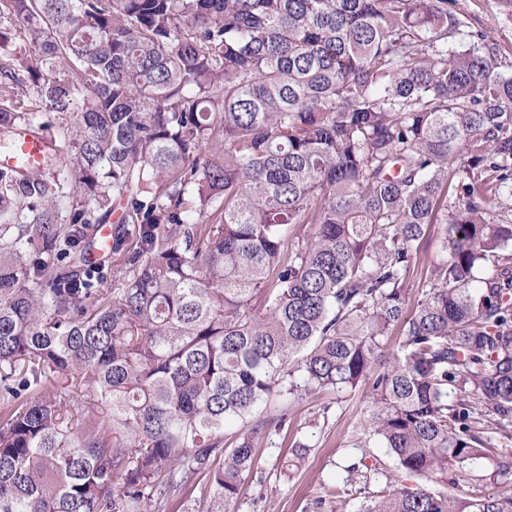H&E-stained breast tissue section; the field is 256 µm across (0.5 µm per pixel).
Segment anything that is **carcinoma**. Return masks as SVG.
<instances>
[{"mask_svg": "<svg viewBox=\"0 0 512 512\" xmlns=\"http://www.w3.org/2000/svg\"><path fill=\"white\" fill-rule=\"evenodd\" d=\"M44 112L75 119L41 172L0 168V512H168L201 476L230 512L255 436L320 392L367 400L346 482L374 444L426 482L359 512H512L468 474L512 443L485 31L448 0H0V149ZM117 211L116 294L86 255Z\"/></svg>", "mask_w": 512, "mask_h": 512, "instance_id": "carcinoma-1", "label": "carcinoma"}]
</instances>
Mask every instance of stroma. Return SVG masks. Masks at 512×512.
<instances>
[{
	"instance_id": "35a3bbf8",
	"label": "stroma",
	"mask_w": 512,
	"mask_h": 512,
	"mask_svg": "<svg viewBox=\"0 0 512 512\" xmlns=\"http://www.w3.org/2000/svg\"><path fill=\"white\" fill-rule=\"evenodd\" d=\"M472 29L487 31L500 51V71L512 74V0H451ZM367 411L360 395L336 398L317 394L292 408L285 430L261 435L255 466L242 479L231 512H358L365 500L352 490L342 501L329 499L327 487L342 482L344 467L359 457L354 434ZM310 446L304 459L287 466L290 444Z\"/></svg>"
}]
</instances>
